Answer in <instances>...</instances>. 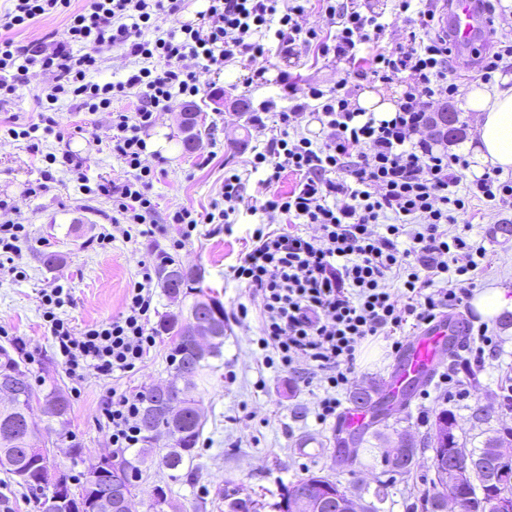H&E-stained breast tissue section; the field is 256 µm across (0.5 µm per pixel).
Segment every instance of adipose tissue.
I'll use <instances>...</instances> for the list:
<instances>
[{
	"label": "adipose tissue",
	"mask_w": 512,
	"mask_h": 512,
	"mask_svg": "<svg viewBox=\"0 0 512 512\" xmlns=\"http://www.w3.org/2000/svg\"><path fill=\"white\" fill-rule=\"evenodd\" d=\"M460 107L478 115L477 141L469 157L472 173L478 176L491 168L512 172V78L472 87Z\"/></svg>",
	"instance_id": "adipose-tissue-1"
}]
</instances>
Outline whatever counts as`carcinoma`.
Segmentation results:
<instances>
[{
  "instance_id": "1",
  "label": "carcinoma",
  "mask_w": 512,
  "mask_h": 512,
  "mask_svg": "<svg viewBox=\"0 0 512 512\" xmlns=\"http://www.w3.org/2000/svg\"><path fill=\"white\" fill-rule=\"evenodd\" d=\"M202 278L197 267H185L175 261L159 267L158 279L169 298L179 300L190 294L195 299L190 308H198V313L212 326L213 336L205 345L198 344L188 329L185 318L180 315H165L157 323V332L170 336L173 342V358L170 378L164 386H151L141 395L139 424L143 433L144 446L137 453V464L124 460L121 483L127 488L135 487L132 474H141L139 464L149 458H159V463L171 471L175 480L191 479L196 476L194 470L195 449L202 435L204 420L200 414L194 391L196 379L212 368L211 361L223 356L224 349V303L202 290H194V284ZM13 387L15 397L8 407L0 406V470L11 477L24 472L30 473V479L22 483L32 495L34 509H40L44 496V487L37 481L38 469L33 460L19 453L21 448L36 445L46 453L57 456L61 452L71 458L81 454V449L71 445L66 449L61 446L47 447L51 435L57 434L56 425L67 421L69 400L55 386L36 391L32 386L24 366V359L19 348L7 349L0 346V383ZM42 404L41 422H36L29 414L32 401ZM434 424L448 427V442H443L434 433H429L425 448L436 455L457 448L466 449L480 470V483L454 484L440 477H432L429 487L419 499L422 512H445L448 493H464L472 497V512H497L496 499L503 493L512 497V465L505 472L491 466L495 449L503 442L501 431L496 430L488 436L480 448H465L456 436L457 420L448 409L440 410ZM162 431L171 440L164 448L154 447L152 432ZM419 450L415 439L407 434L398 436L395 453L381 451L380 465L383 472L392 475H406L411 472L414 458ZM323 480L334 492H322L324 500L320 512H338L340 502L348 499L351 492L342 482L330 474H310L285 485L280 497L295 503L300 497L312 490V483ZM88 477L80 481L81 494L65 505L66 512H95L96 502L92 500L93 490L88 488ZM225 512H261L259 502L238 496V486H224Z\"/></svg>"
}]
</instances>
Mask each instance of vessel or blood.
<instances>
[{"label":"vessel or blood","instance_id":"1","mask_svg":"<svg viewBox=\"0 0 512 512\" xmlns=\"http://www.w3.org/2000/svg\"><path fill=\"white\" fill-rule=\"evenodd\" d=\"M440 15L445 31L450 33L461 52L472 53L478 44L485 42L488 23L481 0H443ZM464 335L461 321L444 317L412 336L387 381L380 408L390 412L407 409L411 391L446 366ZM374 421V411L348 408L337 430L342 435H362L373 428Z\"/></svg>","mask_w":512,"mask_h":512}]
</instances>
